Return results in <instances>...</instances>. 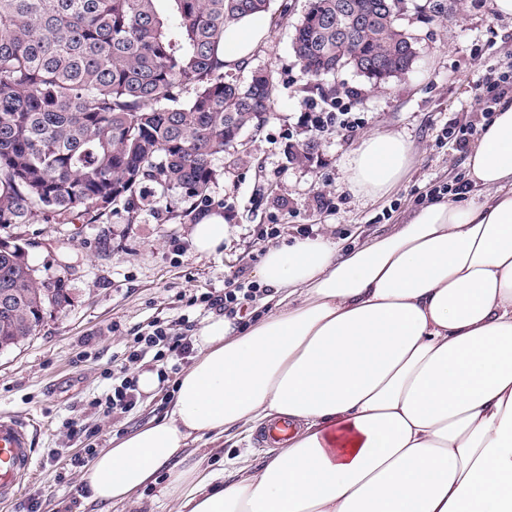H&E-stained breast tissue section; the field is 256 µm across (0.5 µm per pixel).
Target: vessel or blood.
Returning <instances> with one entry per match:
<instances>
[{"label":"vessel or blood","mask_w":512,"mask_h":512,"mask_svg":"<svg viewBox=\"0 0 512 512\" xmlns=\"http://www.w3.org/2000/svg\"><path fill=\"white\" fill-rule=\"evenodd\" d=\"M293 426L276 419L257 436L260 444L272 447L286 441ZM35 429L19 416L0 414V502L13 498L36 463Z\"/></svg>","instance_id":"1"}]
</instances>
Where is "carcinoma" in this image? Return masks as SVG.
I'll return each instance as SVG.
<instances>
[{
    "label": "carcinoma",
    "instance_id": "1",
    "mask_svg": "<svg viewBox=\"0 0 512 512\" xmlns=\"http://www.w3.org/2000/svg\"><path fill=\"white\" fill-rule=\"evenodd\" d=\"M0 0V228L94 224L120 205L129 223L173 194L195 219L216 177L213 159L269 113L263 71L225 78L226 27L270 0ZM309 0L293 41L313 80L336 63L406 73L418 54L397 23L399 0ZM196 85L176 103L174 89ZM153 184L145 194L144 185ZM18 308L0 315V351L70 305L61 280L38 277L19 239L0 237V289Z\"/></svg>",
    "mask_w": 512,
    "mask_h": 512
}]
</instances>
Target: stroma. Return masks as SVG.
I'll return each instance as SVG.
<instances>
[{
    "mask_svg": "<svg viewBox=\"0 0 512 512\" xmlns=\"http://www.w3.org/2000/svg\"><path fill=\"white\" fill-rule=\"evenodd\" d=\"M436 3L444 13L433 14ZM307 7L308 0H271L267 41L231 73L244 83L251 71H266L276 92L265 123L244 131L235 152L213 160L209 196L223 206V250L195 253L191 223L168 216L184 207L176 195L168 212L145 208L133 224L116 206L102 224L41 220L12 227L38 276L63 280L72 302L48 313L35 335L0 352V412L37 429L34 471L0 512H27L34 498L40 512H93L79 479L82 462L173 399L167 381L155 397L140 396L133 410L106 416L91 409L112 386L107 371L114 357L127 353L135 336L156 323L175 334L201 325L208 314L200 296L222 294L235 277L254 283L270 247L318 234L351 247L403 223L435 200L436 189L465 182L469 151L448 129L483 126L475 87L512 66V17L495 15L490 0H401L399 23L420 47L410 72L377 87L345 68L319 88L292 49ZM331 89L349 127L305 125V116L328 112ZM383 132L402 136L413 154L401 182L371 197L352 188L348 164L364 136Z\"/></svg>",
    "mask_w": 512,
    "mask_h": 512,
    "instance_id": "35a3bbf8",
    "label": "stroma"
}]
</instances>
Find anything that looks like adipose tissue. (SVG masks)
Listing matches in <instances>:
<instances>
[{
	"mask_svg": "<svg viewBox=\"0 0 512 512\" xmlns=\"http://www.w3.org/2000/svg\"><path fill=\"white\" fill-rule=\"evenodd\" d=\"M259 13L224 32L236 69L269 35ZM398 134L361 142L351 182L378 196L401 179ZM470 185L345 248L324 237L267 251L273 311L221 315L192 337L172 406L82 470L98 512L160 471L177 512H512V101L468 157ZM288 418L259 465L181 466L189 443Z\"/></svg>",
	"mask_w": 512,
	"mask_h": 512,
	"instance_id": "obj_1",
	"label": "adipose tissue"
}]
</instances>
